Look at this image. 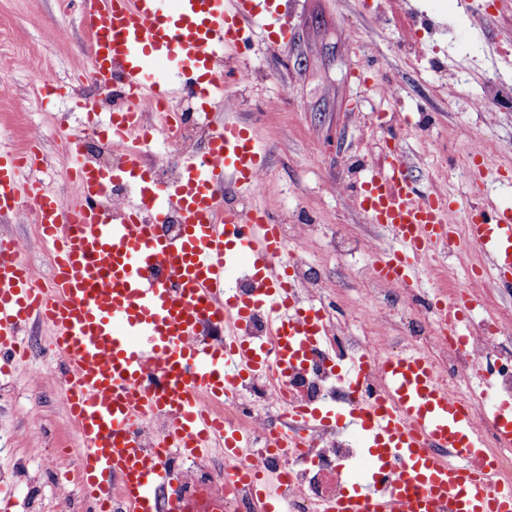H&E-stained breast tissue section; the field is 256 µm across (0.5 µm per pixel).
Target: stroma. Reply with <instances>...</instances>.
<instances>
[{"label":"stroma","instance_id":"35a3bbf8","mask_svg":"<svg viewBox=\"0 0 512 512\" xmlns=\"http://www.w3.org/2000/svg\"><path fill=\"white\" fill-rule=\"evenodd\" d=\"M289 37L274 43L255 34L251 47L234 55L231 68L250 80L230 83L214 109L213 122L249 125L269 151L266 193L246 206L270 205L282 220L308 219L291 239L335 300L345 332H361L372 316L367 294L396 308L395 285L373 282V256L396 248L392 235L358 207L351 186L370 167L385 139L374 112L387 124L407 126L402 142L408 170L419 189L465 206L483 200L512 203V101L486 112L470 100L488 84L512 87V0H283ZM495 11L497 22L478 19ZM11 66L0 83V150L37 148L46 161V188L75 202V182L65 176L64 144L95 103L100 115L111 105L96 101L89 37L79 6L63 0H0V61ZM53 86L44 98L43 85ZM386 124V125H387ZM477 138L498 150L477 178L467 153ZM15 239L42 284L52 277L51 248L38 235L26 209L0 217V239ZM444 267L456 283L472 269L485 279L493 270L467 243L438 249L419 266L408 291L443 297L435 275ZM29 357L8 378L0 377V490L12 493L11 512H78L73 482L57 484L64 449L78 448L51 357L52 331L33 322L23 331ZM41 448L21 462L23 448Z\"/></svg>","mask_w":512,"mask_h":512}]
</instances>
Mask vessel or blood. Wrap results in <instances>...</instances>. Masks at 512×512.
Instances as JSON below:
<instances>
[{
    "label": "vessel or blood",
    "instance_id": "obj_1",
    "mask_svg": "<svg viewBox=\"0 0 512 512\" xmlns=\"http://www.w3.org/2000/svg\"><path fill=\"white\" fill-rule=\"evenodd\" d=\"M281 0H83L81 23L90 37L92 79L115 76L113 113L101 134L119 145L139 141L146 108L190 95L200 111L213 109L237 74L226 56L252 40L254 28L286 38ZM69 169L80 190L63 202L27 181L21 154L0 150V215L21 198L33 202L41 238L54 247L50 287L37 283L15 240L0 239V369L20 353L19 335L32 320L53 329L52 347L67 383V405L82 446L79 486L85 512H188L189 502L167 499L174 458L203 457L213 442L238 458L249 434L225 426L204 408L223 399L244 376L287 379L323 351L329 312L299 303L279 224L269 208L241 212L223 202L227 189L253 195L267 149L248 126L215 125L203 151L188 153L178 179L157 182L152 165L129 152L103 169L83 158L82 143L66 142ZM135 189L121 216L109 215L106 185ZM356 202L373 223L388 228L397 249L371 261L378 283L412 282L418 265L455 237L453 202L423 195L407 174L402 139H388L361 182ZM181 222L177 237L163 225ZM465 238L491 262L494 284L512 293V207H468ZM252 272L244 294L229 287L236 266ZM481 305L475 293L441 301L433 318L458 335L464 315ZM264 314L270 338L246 330ZM221 325L224 338L203 341ZM340 380L366 393L365 402L339 407H294L302 424L356 435L368 448L362 473L323 512H512V481L492 478L493 455L475 430V416L441 384L430 359L417 351L339 368ZM485 408L497 447L512 448V407ZM165 422L156 452L143 448L141 421ZM449 448L440 461L434 449Z\"/></svg>",
    "mask_w": 512,
    "mask_h": 512
}]
</instances>
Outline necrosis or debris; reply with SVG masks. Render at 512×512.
Listing matches in <instances>:
<instances>
[{
  "label": "necrosis or debris",
  "instance_id": "4bbe7bcc",
  "mask_svg": "<svg viewBox=\"0 0 512 512\" xmlns=\"http://www.w3.org/2000/svg\"><path fill=\"white\" fill-rule=\"evenodd\" d=\"M163 109L183 115L176 131L165 137L172 152H179L183 146L203 140L208 135V127L196 117L194 98H184L175 105L164 104ZM405 306L416 311L414 335L389 337L386 328L392 319L381 316L373 321L372 331L368 334L349 336L341 327H331L325 343L342 361L380 358V346L385 342L390 343L395 353L418 347L434 362L440 381L455 390L470 379L478 360L490 358L491 345L503 329L501 318L487 316L473 326L464 340L458 341L438 334L430 311L424 305L409 300ZM355 399V394L341 384L330 369L328 357L323 356L295 370L287 381L255 378L243 384L240 394L235 397L210 400L206 406L222 418L225 425L253 429L256 447L250 454L237 459V467L243 470L265 467L283 475L285 483L279 490V496L288 512H322L327 501L342 493L347 464L362 462L360 448L340 431L319 428L308 430V447L270 451L267 443L274 431L270 411L298 403L349 404ZM181 488L191 499L194 512H210V494L214 491L224 499L223 512H259L260 509L248 485L227 480L226 468L222 465L212 468L197 464L193 476L183 482Z\"/></svg>",
  "mask_w": 512,
  "mask_h": 512
}]
</instances>
